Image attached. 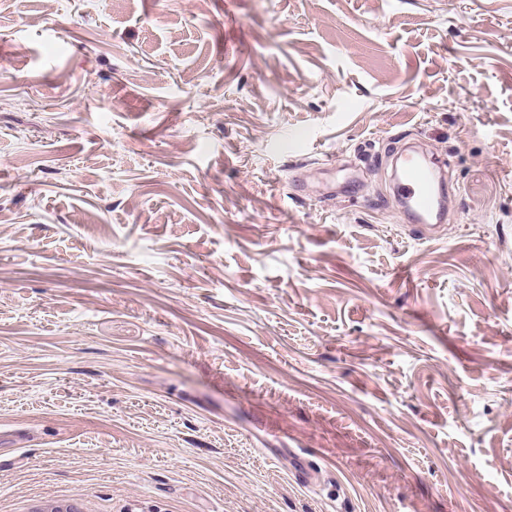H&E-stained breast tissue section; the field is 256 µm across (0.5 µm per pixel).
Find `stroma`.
Returning a JSON list of instances; mask_svg holds the SVG:
<instances>
[{
  "instance_id": "stroma-1",
  "label": "stroma",
  "mask_w": 512,
  "mask_h": 512,
  "mask_svg": "<svg viewBox=\"0 0 512 512\" xmlns=\"http://www.w3.org/2000/svg\"><path fill=\"white\" fill-rule=\"evenodd\" d=\"M72 494L512 512V0H0V512ZM398 159L394 188L403 203L404 220L417 226L431 224V219L443 213V193L435 176V167L443 164L436 158L422 161L405 152Z\"/></svg>"
}]
</instances>
